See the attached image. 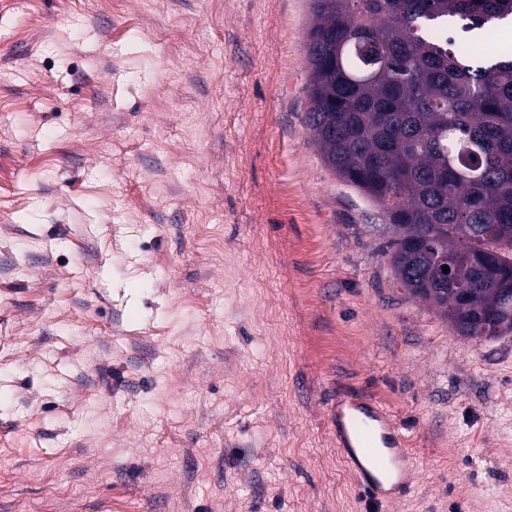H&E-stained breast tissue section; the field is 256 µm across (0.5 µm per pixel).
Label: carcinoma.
Listing matches in <instances>:
<instances>
[{
  "mask_svg": "<svg viewBox=\"0 0 512 512\" xmlns=\"http://www.w3.org/2000/svg\"><path fill=\"white\" fill-rule=\"evenodd\" d=\"M306 120L324 164L400 233L398 283L466 338L512 334V55L456 34L512 0H310ZM448 257V274L439 259Z\"/></svg>",
  "mask_w": 512,
  "mask_h": 512,
  "instance_id": "1",
  "label": "carcinoma"
}]
</instances>
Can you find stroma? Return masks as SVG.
<instances>
[{
  "mask_svg": "<svg viewBox=\"0 0 512 512\" xmlns=\"http://www.w3.org/2000/svg\"><path fill=\"white\" fill-rule=\"evenodd\" d=\"M308 0H0V512H512V335L400 288L305 121ZM329 420L340 459L374 508L400 500L411 489L415 462L408 438L379 403L340 392Z\"/></svg>",
  "mask_w": 512,
  "mask_h": 512,
  "instance_id": "1",
  "label": "stroma"
}]
</instances>
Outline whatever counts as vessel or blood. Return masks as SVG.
Instances as JSON below:
<instances>
[{
  "label": "vessel or blood",
  "instance_id": "1",
  "mask_svg": "<svg viewBox=\"0 0 512 512\" xmlns=\"http://www.w3.org/2000/svg\"><path fill=\"white\" fill-rule=\"evenodd\" d=\"M336 451L375 507L400 500L412 486L415 462L406 434L376 401L341 392L329 408Z\"/></svg>",
  "mask_w": 512,
  "mask_h": 512
}]
</instances>
